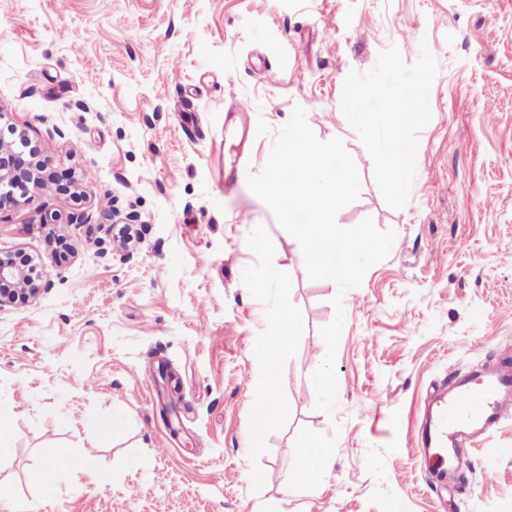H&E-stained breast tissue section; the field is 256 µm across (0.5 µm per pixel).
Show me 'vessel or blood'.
I'll list each match as a JSON object with an SVG mask.
<instances>
[{"instance_id":"vessel-or-blood-1","label":"vessel or blood","mask_w":512,"mask_h":512,"mask_svg":"<svg viewBox=\"0 0 512 512\" xmlns=\"http://www.w3.org/2000/svg\"><path fill=\"white\" fill-rule=\"evenodd\" d=\"M511 421L512 355L506 354L492 365L456 374L411 441L428 470L444 481L468 468V446Z\"/></svg>"}]
</instances>
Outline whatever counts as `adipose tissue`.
Segmentation results:
<instances>
[{
    "label": "adipose tissue",
    "instance_id": "obj_1",
    "mask_svg": "<svg viewBox=\"0 0 512 512\" xmlns=\"http://www.w3.org/2000/svg\"><path fill=\"white\" fill-rule=\"evenodd\" d=\"M294 334L288 331L285 323H278L269 334L256 345L253 362L258 371V379L253 389L255 399L252 401L253 444H260L262 430L279 417L281 409L277 399L276 378L279 359L283 348L292 342Z\"/></svg>",
    "mask_w": 512,
    "mask_h": 512
}]
</instances>
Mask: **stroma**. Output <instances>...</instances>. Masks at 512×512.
Wrapping results in <instances>:
<instances>
[{"instance_id": "obj_1", "label": "stroma", "mask_w": 512, "mask_h": 512, "mask_svg": "<svg viewBox=\"0 0 512 512\" xmlns=\"http://www.w3.org/2000/svg\"><path fill=\"white\" fill-rule=\"evenodd\" d=\"M408 82L421 114L395 191L380 105ZM237 97L252 108L238 147L224 136ZM298 106L359 170L338 224L397 234L343 293L308 278L247 186ZM9 127L45 184L0 203V257L36 258L51 286L0 308V481L13 487L0 512H512V423L445 485L409 442L453 372L512 351V0H0ZM123 224L138 233L127 260ZM338 294L328 414L311 374ZM279 313L297 335L280 356L283 414L256 452L251 354ZM309 436L327 467L289 488ZM55 448L76 468L30 482Z\"/></svg>"}]
</instances>
